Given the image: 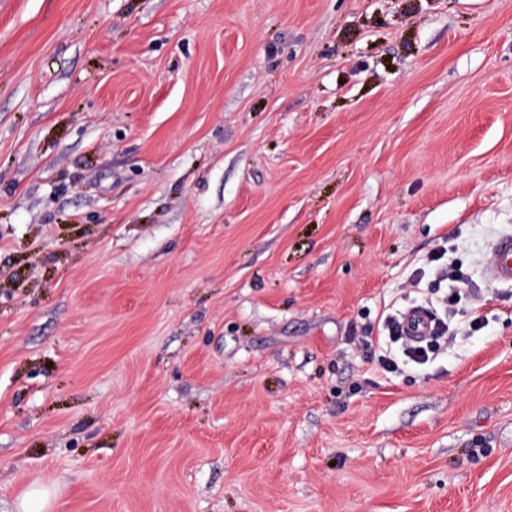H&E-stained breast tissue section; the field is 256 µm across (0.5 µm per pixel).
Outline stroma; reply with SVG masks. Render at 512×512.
Masks as SVG:
<instances>
[{
    "label": "stroma",
    "instance_id": "35a3bbf8",
    "mask_svg": "<svg viewBox=\"0 0 512 512\" xmlns=\"http://www.w3.org/2000/svg\"><path fill=\"white\" fill-rule=\"evenodd\" d=\"M508 234L512 0H0V512H512ZM494 260L488 269L493 282L512 283V235L499 238L493 246ZM403 328L409 338L424 336L430 329V318L419 308H410L404 312ZM432 315L435 320V327L431 330L429 335L421 341L419 344L413 345L404 343L403 354L407 358L411 359L416 363L423 364L429 360V352H433L437 349V342L447 335L448 325L445 321L438 317L436 313L432 311ZM426 343V346L420 345ZM50 502V491L42 485L34 484L25 492L17 508L20 512H45Z\"/></svg>",
    "mask_w": 512,
    "mask_h": 512
}]
</instances>
